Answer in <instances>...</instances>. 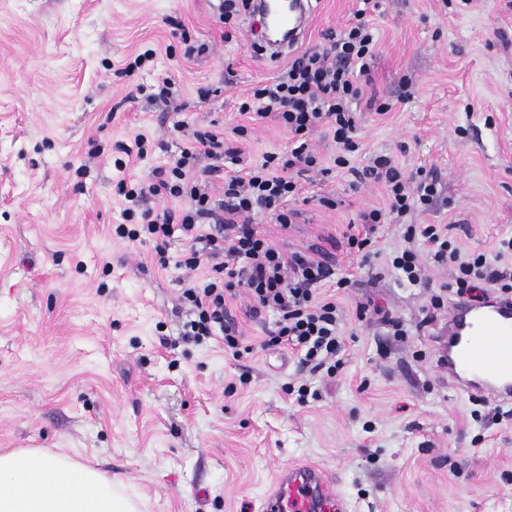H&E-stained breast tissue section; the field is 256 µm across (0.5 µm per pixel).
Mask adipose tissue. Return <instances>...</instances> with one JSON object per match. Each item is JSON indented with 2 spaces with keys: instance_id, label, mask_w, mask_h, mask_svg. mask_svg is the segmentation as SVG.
Returning a JSON list of instances; mask_svg holds the SVG:
<instances>
[{
  "instance_id": "1",
  "label": "adipose tissue",
  "mask_w": 512,
  "mask_h": 512,
  "mask_svg": "<svg viewBox=\"0 0 512 512\" xmlns=\"http://www.w3.org/2000/svg\"><path fill=\"white\" fill-rule=\"evenodd\" d=\"M111 479L70 458L0 453V512H135Z\"/></svg>"
}]
</instances>
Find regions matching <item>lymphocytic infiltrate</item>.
Wrapping results in <instances>:
<instances>
[{"instance_id":"f902f5d3","label":"lymphocytic infiltrate","mask_w":512,"mask_h":512,"mask_svg":"<svg viewBox=\"0 0 512 512\" xmlns=\"http://www.w3.org/2000/svg\"><path fill=\"white\" fill-rule=\"evenodd\" d=\"M362 2L345 29L327 31L321 47L297 53L275 82L252 88L238 107L285 128L292 143L287 153L253 164L241 150L227 147L223 131L180 122L173 133L182 146L166 166L154 169L148 180L123 178L117 184L128 206L116 234L153 241V259L163 269L169 265L171 245L180 244L179 267L196 274L179 296L186 310L183 334L195 343L220 336L225 349L240 356V333L226 302L243 293L256 308L275 315L262 348L296 350L302 367L331 378L343 364L342 312L325 288L331 282L349 287V278H334L326 259L277 247L253 219L263 213L288 224L290 203L301 189L299 176L328 175L330 167H324L312 144L315 131H324L336 145L332 167H349L358 151V116L352 105L363 93L361 78L377 47L365 20L371 0ZM228 162L233 165L229 171L224 168ZM353 175L386 190L387 210L362 215L363 224L372 229L427 206L437 193L436 179L416 178L387 156L373 158ZM174 201L180 209H171ZM405 240L406 247L394 251L386 264L407 285H427L430 265L452 271L450 281L430 294L419 330L434 326L450 296L476 304L512 297V238L499 241L491 256L461 248L449 239L444 224L407 225ZM420 240L428 246L423 255L415 247Z\"/></svg>"}]
</instances>
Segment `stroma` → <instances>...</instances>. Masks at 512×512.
I'll return each mask as SVG.
<instances>
[{
	"label": "stroma",
	"instance_id": "stroma-1",
	"mask_svg": "<svg viewBox=\"0 0 512 512\" xmlns=\"http://www.w3.org/2000/svg\"><path fill=\"white\" fill-rule=\"evenodd\" d=\"M217 0H0V452L41 448L122 482L140 512H261L274 473L309 462L337 479L347 512H512V416L455 388L416 328L425 293L381 261L342 246L362 212L387 209L383 187L350 173L305 182L288 225L254 219L273 244L317 250L336 277L346 321L335 378L299 372L290 351L259 346L274 321L244 295L227 307L251 353L185 342L178 301L190 271L158 269L152 242L113 229L121 175L147 179L178 153L177 122L243 125L247 160L287 152V131L237 110L287 59L253 50L248 23L225 31ZM356 0H316L304 47L343 29ZM378 53L352 105L354 166L391 157L437 177L429 209L379 226L404 246L410 224H448L467 249L512 237V0H378ZM209 53L186 57V44ZM153 48L154 67L123 76ZM175 84L182 111L130 100L136 83ZM216 88L208 102L197 90ZM388 103L386 113L377 104ZM154 140L114 165L113 146ZM331 198L324 206L322 198ZM372 301L409 334L357 321ZM307 384L306 404L287 386Z\"/></svg>",
	"mask_w": 512,
	"mask_h": 512
}]
</instances>
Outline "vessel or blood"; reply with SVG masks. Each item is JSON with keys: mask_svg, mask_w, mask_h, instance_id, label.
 <instances>
[{"mask_svg": "<svg viewBox=\"0 0 512 512\" xmlns=\"http://www.w3.org/2000/svg\"><path fill=\"white\" fill-rule=\"evenodd\" d=\"M260 22L272 21L288 31L287 37L269 41L272 59H279L304 37L313 6L310 0H287L271 5L257 0ZM445 368L457 388L495 400L512 401V300L494 299L485 306L464 302L448 314L444 343ZM276 492L263 504V512H344L335 494V479L313 464H292L274 477Z\"/></svg>", "mask_w": 512, "mask_h": 512, "instance_id": "obj_1", "label": "vessel or blood"}]
</instances>
